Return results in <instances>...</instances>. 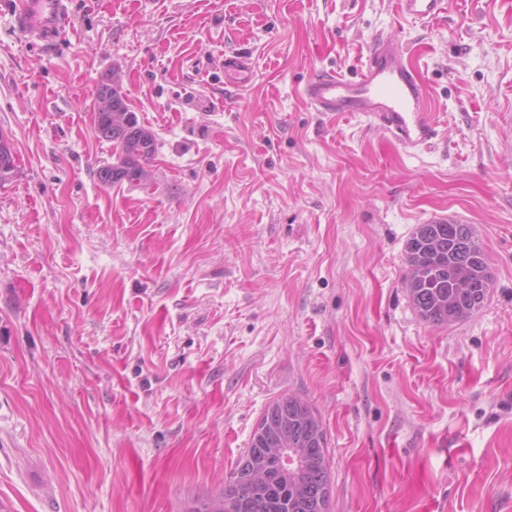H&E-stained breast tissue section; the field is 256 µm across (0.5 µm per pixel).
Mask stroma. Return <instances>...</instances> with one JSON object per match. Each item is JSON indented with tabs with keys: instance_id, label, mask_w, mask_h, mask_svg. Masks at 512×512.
<instances>
[{
	"instance_id": "35a3bbf8",
	"label": "stroma",
	"mask_w": 512,
	"mask_h": 512,
	"mask_svg": "<svg viewBox=\"0 0 512 512\" xmlns=\"http://www.w3.org/2000/svg\"><path fill=\"white\" fill-rule=\"evenodd\" d=\"M57 51L0 5V512H187L265 408L318 409L329 512H512V0H71ZM397 38L432 147L298 96ZM255 66L224 88V56ZM118 74L156 138L145 185L105 184L94 131ZM473 225L483 309L423 322L415 227ZM395 4L397 13L403 18L426 23L438 18L444 0H396Z\"/></svg>"
}]
</instances>
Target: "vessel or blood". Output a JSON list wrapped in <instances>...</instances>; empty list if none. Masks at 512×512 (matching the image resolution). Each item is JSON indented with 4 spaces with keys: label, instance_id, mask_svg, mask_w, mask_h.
Segmentation results:
<instances>
[{
    "label": "vessel or blood",
    "instance_id": "1",
    "mask_svg": "<svg viewBox=\"0 0 512 512\" xmlns=\"http://www.w3.org/2000/svg\"><path fill=\"white\" fill-rule=\"evenodd\" d=\"M69 4L70 0H11L13 26L30 43L51 48L70 25ZM395 4L403 18L426 23L438 18L444 0H395ZM253 74L249 56L225 55V86L245 89ZM299 95L326 116L351 112L365 117L370 127L407 149L429 146L435 137L427 86L401 43L389 35L370 40L356 76L322 71L304 84Z\"/></svg>",
    "mask_w": 512,
    "mask_h": 512
}]
</instances>
